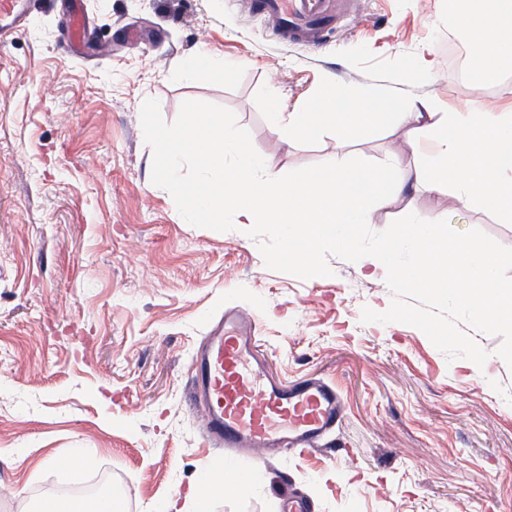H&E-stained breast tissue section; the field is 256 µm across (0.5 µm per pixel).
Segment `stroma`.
<instances>
[{
    "instance_id": "obj_1",
    "label": "stroma",
    "mask_w": 512,
    "mask_h": 512,
    "mask_svg": "<svg viewBox=\"0 0 512 512\" xmlns=\"http://www.w3.org/2000/svg\"><path fill=\"white\" fill-rule=\"evenodd\" d=\"M86 47H60L62 0H32L22 30L0 40V512H33L93 479L125 512H156L223 479L211 512H280L284 487L313 512H512V329L489 331L442 293L403 288L333 246L318 275L281 261L271 224L189 221L165 192L150 125L193 113L232 125L243 147L298 177L333 154L372 167L413 164L389 120L355 141L279 142L266 112L333 78L438 105L512 104V74L489 82L450 34L448 0H362L328 43L283 40L231 0H82ZM208 50L239 61L224 80L172 75ZM431 51L432 75L412 65ZM151 112H143L142 99ZM437 214L433 230L491 255L512 284V223L464 208L449 189L407 188L359 231L373 249L399 225ZM252 315L271 374L321 378L340 393L338 448L298 457L251 450L220 470L188 396L190 361L225 312ZM91 459L71 465L75 453Z\"/></svg>"
}]
</instances>
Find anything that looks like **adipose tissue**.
<instances>
[{
	"label": "adipose tissue",
	"instance_id": "ef3b65f1",
	"mask_svg": "<svg viewBox=\"0 0 512 512\" xmlns=\"http://www.w3.org/2000/svg\"><path fill=\"white\" fill-rule=\"evenodd\" d=\"M453 15L457 33L480 59V76L512 72V0H455ZM384 116L432 132L434 152L411 166L395 156L380 169L337 155L305 177L287 179L274 158L246 150L236 130L216 117L192 116L180 134L154 127L149 138L165 191L190 219L220 218L229 210L242 224L276 225L311 273L315 247L335 244L400 287L448 293L489 330L512 328V289L499 280L492 258L474 253L464 239L447 245L430 229L437 216L399 226L367 254L358 240L359 225L372 223L410 185L425 192L452 188L465 207H491L512 221V107L472 102L443 112L430 99L402 103L377 86L343 93L326 78L309 103L293 110L271 101L268 120L285 143L328 133L350 141ZM186 164L196 178L183 176ZM408 242L416 261L402 267L394 255Z\"/></svg>",
	"mask_w": 512,
	"mask_h": 512
}]
</instances>
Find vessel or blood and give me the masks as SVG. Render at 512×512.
Listing matches in <instances>:
<instances>
[{"label": "vessel or blood", "mask_w": 512, "mask_h": 512, "mask_svg": "<svg viewBox=\"0 0 512 512\" xmlns=\"http://www.w3.org/2000/svg\"><path fill=\"white\" fill-rule=\"evenodd\" d=\"M29 0H8L0 36L26 21ZM260 14L278 22L282 39L322 45L328 22L340 15L339 0H260ZM85 22L73 0L62 47L83 37ZM194 401L204 412V433L225 452L261 448L303 453L330 438L343 418L336 388L321 379L288 385L269 378L258 349L256 322L242 311H229L213 327L193 356Z\"/></svg>", "instance_id": "b4317fda"}]
</instances>
